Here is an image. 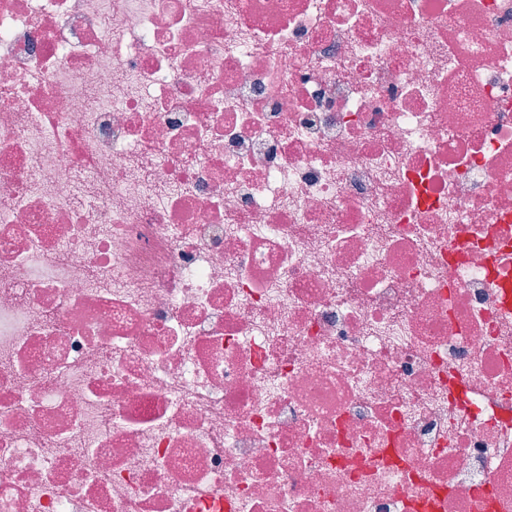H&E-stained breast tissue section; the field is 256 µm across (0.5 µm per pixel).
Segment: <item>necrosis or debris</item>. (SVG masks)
<instances>
[{
    "mask_svg": "<svg viewBox=\"0 0 512 512\" xmlns=\"http://www.w3.org/2000/svg\"><path fill=\"white\" fill-rule=\"evenodd\" d=\"M512 0H0V512H512Z\"/></svg>",
    "mask_w": 512,
    "mask_h": 512,
    "instance_id": "necrosis-or-debris-1",
    "label": "necrosis or debris"
}]
</instances>
